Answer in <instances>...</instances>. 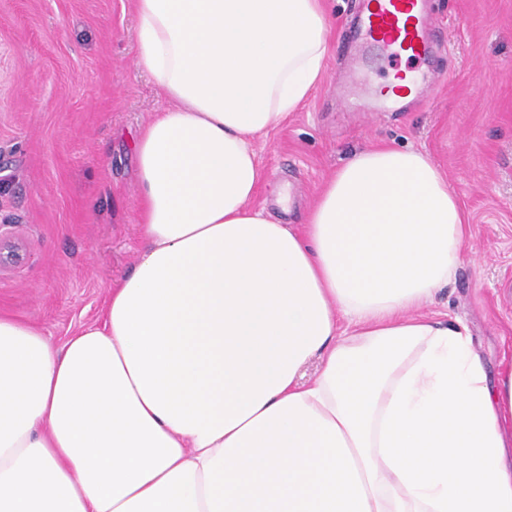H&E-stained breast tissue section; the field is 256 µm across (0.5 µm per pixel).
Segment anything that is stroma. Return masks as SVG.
Segmentation results:
<instances>
[{
    "mask_svg": "<svg viewBox=\"0 0 512 512\" xmlns=\"http://www.w3.org/2000/svg\"><path fill=\"white\" fill-rule=\"evenodd\" d=\"M432 3L444 85L400 112H343L334 81L357 0H326L323 78L255 139L266 179L251 205L300 224L354 151L424 152L461 199L471 257L431 312L463 321L494 373L512 361V0ZM136 25L133 0H0V231L23 228L27 243L0 274V313L58 347L103 323L146 246L132 139L168 102L135 64Z\"/></svg>",
    "mask_w": 512,
    "mask_h": 512,
    "instance_id": "35a3bbf8",
    "label": "stroma"
}]
</instances>
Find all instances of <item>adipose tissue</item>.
I'll return each instance as SVG.
<instances>
[{
	"mask_svg": "<svg viewBox=\"0 0 512 512\" xmlns=\"http://www.w3.org/2000/svg\"><path fill=\"white\" fill-rule=\"evenodd\" d=\"M134 8L172 102L132 141L147 247L63 347L0 315V512H512V363L424 313L468 258L444 174L377 147L304 224L250 205L323 0Z\"/></svg>",
	"mask_w": 512,
	"mask_h": 512,
	"instance_id": "obj_1",
	"label": "adipose tissue"
}]
</instances>
